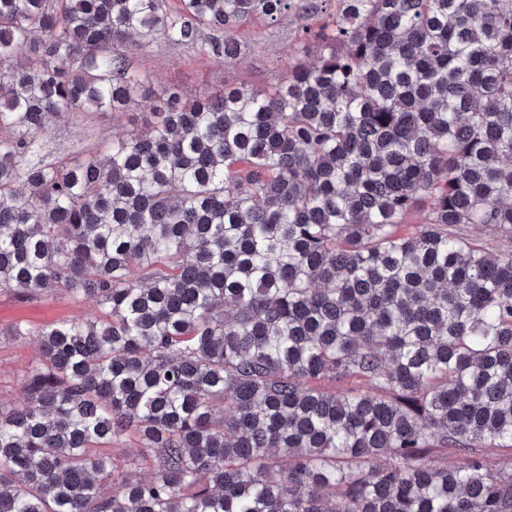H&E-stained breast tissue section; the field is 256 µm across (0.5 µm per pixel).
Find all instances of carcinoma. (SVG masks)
I'll return each instance as SVG.
<instances>
[{
	"mask_svg": "<svg viewBox=\"0 0 512 512\" xmlns=\"http://www.w3.org/2000/svg\"><path fill=\"white\" fill-rule=\"evenodd\" d=\"M325 2L0 0V290L99 305L7 332L0 512H512V0ZM288 17L272 93L156 97L127 53L227 66ZM146 105L144 102H135L125 112L114 115L108 112L91 119L73 114L52 120L33 159L50 161L58 156L75 155L78 152L95 153L97 149L111 144L112 139L131 134L137 124L146 118L149 112ZM36 355L34 340L14 341L0 335V404H17L22 399L21 380ZM141 448L138 443L132 438H125L116 444H112V454L121 457L125 469L141 476H146L150 472V468L145 462L138 459L137 453ZM135 462V464H131Z\"/></svg>",
	"mask_w": 512,
	"mask_h": 512,
	"instance_id": "obj_1",
	"label": "carcinoma"
}]
</instances>
